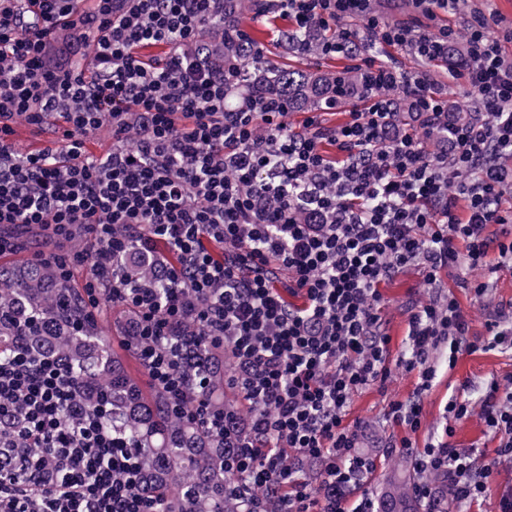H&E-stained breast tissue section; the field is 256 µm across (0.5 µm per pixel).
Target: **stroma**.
I'll use <instances>...</instances> for the list:
<instances>
[{
    "mask_svg": "<svg viewBox=\"0 0 512 512\" xmlns=\"http://www.w3.org/2000/svg\"><path fill=\"white\" fill-rule=\"evenodd\" d=\"M241 28L257 47L262 48L265 58L277 64H291L301 68H319L336 74L356 68V60L347 57L326 58L314 53H300L288 42L290 26L287 21L272 22L263 18L245 16ZM455 273L441 275L444 289L453 290L463 312L471 321L476 337L486 338L487 321L497 309L512 303V272L501 271L492 280L483 296L477 297L466 290L457 288ZM383 300L379 315L391 337L392 355H399L406 344L409 308L435 296V289L429 288L422 277L413 270L404 272L393 281L382 285ZM437 375L432 388L421 398L423 425L413 434L417 447L431 439L440 437L446 423L445 407L449 399L477 401L486 383L491 379H504L512 373V351L494 349L479 350L461 354L456 366H449L446 355H438ZM417 377L402 369H394L392 378L385 387H370L355 396L351 405L348 423H362L366 428L363 451L376 457L377 468L371 475L367 489L374 499H381L394 477L410 476L412 482L423 481L424 476L414 469L412 457L405 452L385 454L384 447L390 439L389 428L383 427L382 420L388 400H408L416 396Z\"/></svg>",
    "mask_w": 512,
    "mask_h": 512,
    "instance_id": "obj_1",
    "label": "stroma"
}]
</instances>
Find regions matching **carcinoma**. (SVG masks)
Returning <instances> with one entry per match:
<instances>
[{
  "label": "carcinoma",
  "mask_w": 512,
  "mask_h": 512,
  "mask_svg": "<svg viewBox=\"0 0 512 512\" xmlns=\"http://www.w3.org/2000/svg\"><path fill=\"white\" fill-rule=\"evenodd\" d=\"M246 5L224 0V61L253 63L254 47L239 40ZM257 96L283 94L290 107H321L336 93V77L318 71L268 66L267 73L247 87ZM118 271L143 285L157 282L146 257L125 261ZM83 292L60 280L51 265H17L0 270V355L19 342L16 326H26L24 342L35 354H48L71 367L93 390L112 398V417L106 426L118 428L141 450L147 492L163 512H246L247 505L230 491L233 475L224 469V438L178 416L167 395L147 394L126 370L110 343L100 336L95 320L86 317ZM46 312L53 326L44 329L32 316ZM179 371L194 388L197 377L208 380L207 393L224 405V355L199 347ZM394 512L417 508L406 483L394 486Z\"/></svg>",
  "instance_id": "cac0c4a2"
}]
</instances>
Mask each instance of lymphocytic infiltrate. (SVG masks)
<instances>
[{
	"label": "lymphocytic infiltrate",
	"instance_id": "lymphocytic-infiltrate-1",
	"mask_svg": "<svg viewBox=\"0 0 512 512\" xmlns=\"http://www.w3.org/2000/svg\"><path fill=\"white\" fill-rule=\"evenodd\" d=\"M465 0H411L419 22L394 21L370 0H255L256 14L296 33L331 31L326 56L359 59V105L344 123L307 116L290 131L288 103L245 92L248 72L225 70L206 39L224 36V0H0V229L52 230L69 242L55 256L70 280L94 262L89 312L102 299L130 315L138 358L174 412L223 434L225 468L249 512L264 487L278 512H379L366 483L377 463L347 425L353 397L385 386L393 367L432 386L434 358L472 352L470 323L454 295L414 306L408 345L390 361L380 285L413 268L437 287L442 271L484 295V276L512 270V26ZM167 47L143 59L140 49ZM379 47L410 50L419 71L382 60ZM89 56L91 71L74 63ZM445 64L447 83L426 66ZM460 87L475 106L450 112ZM136 112L129 141L124 116ZM54 121L61 147L16 155V118ZM112 122V149L93 155L90 132ZM335 144L330 157L324 143ZM96 252L72 247L75 235ZM133 253L153 257L148 287L116 270ZM197 340L229 353L227 378L248 403L239 426L206 395L189 399L176 373L186 321ZM62 361L16 347L0 358V512H158L141 488L139 449L105 429L107 400L88 406ZM479 411L498 446L492 463L451 444L454 421ZM443 437L415 448L421 404L392 400L387 426L418 472L442 477L465 504L482 502L493 469L512 470V387L490 380L479 406L449 401ZM317 464L312 484L303 463Z\"/></svg>",
	"mask_w": 512,
	"mask_h": 512
}]
</instances>
